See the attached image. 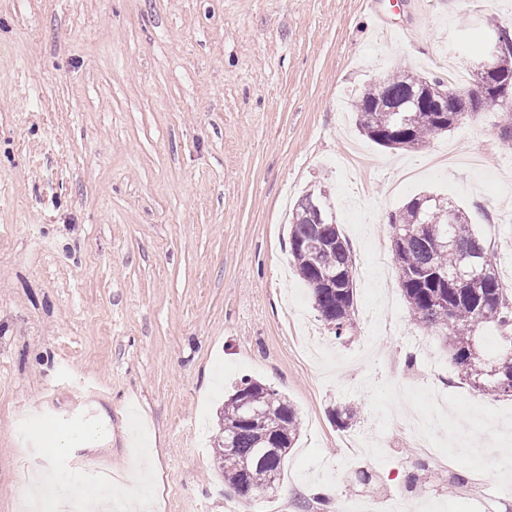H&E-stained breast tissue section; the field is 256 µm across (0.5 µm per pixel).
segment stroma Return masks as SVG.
Wrapping results in <instances>:
<instances>
[{"label":"stroma","instance_id":"35a3bbf8","mask_svg":"<svg viewBox=\"0 0 512 512\" xmlns=\"http://www.w3.org/2000/svg\"><path fill=\"white\" fill-rule=\"evenodd\" d=\"M512 0H0V512L26 471L110 473L121 512H512V397L472 390L410 316L389 215L419 194L475 218L512 285V143L483 112L415 150L363 147L351 103L396 69L473 70ZM330 190L356 260L334 336L288 264V218ZM285 395L300 436L278 490H224L212 446L233 385ZM448 401L438 465L400 409ZM351 405L342 430L329 411ZM87 450L46 455L93 419ZM153 474L136 476L140 458ZM111 435V429L108 427H92L86 433L78 437L69 435L57 436V443L54 444L53 452L57 454L66 448L82 447L97 448L104 443Z\"/></svg>","mask_w":512,"mask_h":512}]
</instances>
